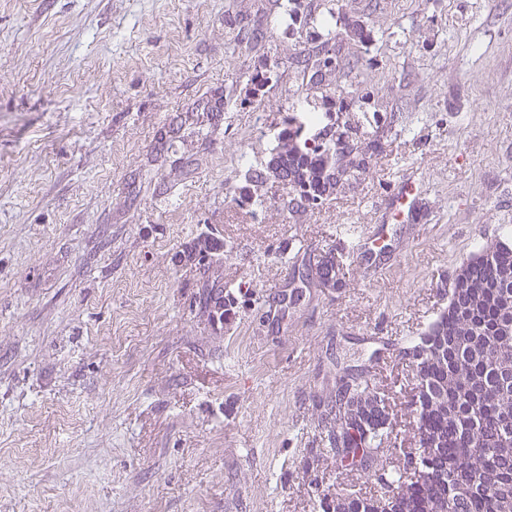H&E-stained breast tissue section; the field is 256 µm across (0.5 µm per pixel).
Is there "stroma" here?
Wrapping results in <instances>:
<instances>
[{"label":"stroma","mask_w":512,"mask_h":512,"mask_svg":"<svg viewBox=\"0 0 512 512\" xmlns=\"http://www.w3.org/2000/svg\"><path fill=\"white\" fill-rule=\"evenodd\" d=\"M352 117L384 150L294 217L238 205L304 95L288 0H0V512H321L383 491L413 417L349 472L325 456L331 359L410 388L402 348L463 258L512 227V0H362ZM434 39L424 42L421 33ZM267 62L271 81L248 78ZM407 177L414 220L384 215ZM207 233L219 259L193 244ZM338 288L285 309L293 263ZM247 283L231 325L212 317ZM343 268V255L336 256V252L328 251L318 257L316 263L305 264L304 271L301 273V282L307 285H313L317 282L324 288H336L338 279L336 276Z\"/></svg>","instance_id":"stroma-1"}]
</instances>
